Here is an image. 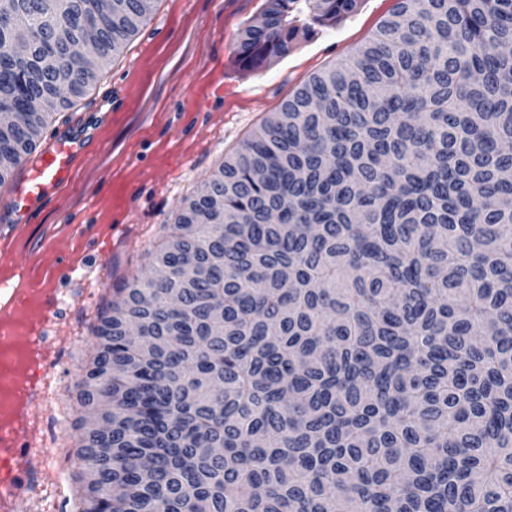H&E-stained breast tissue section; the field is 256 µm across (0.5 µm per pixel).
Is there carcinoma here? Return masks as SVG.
Segmentation results:
<instances>
[{
    "mask_svg": "<svg viewBox=\"0 0 512 512\" xmlns=\"http://www.w3.org/2000/svg\"><path fill=\"white\" fill-rule=\"evenodd\" d=\"M358 2L267 0L238 58ZM150 16L0 0V185ZM149 256L97 315L77 512H512V0H396Z\"/></svg>",
    "mask_w": 512,
    "mask_h": 512,
    "instance_id": "1",
    "label": "carcinoma"
}]
</instances>
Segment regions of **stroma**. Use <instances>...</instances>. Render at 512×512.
Masks as SVG:
<instances>
[{"label": "stroma", "mask_w": 512, "mask_h": 512, "mask_svg": "<svg viewBox=\"0 0 512 512\" xmlns=\"http://www.w3.org/2000/svg\"><path fill=\"white\" fill-rule=\"evenodd\" d=\"M395 2L360 0L288 56L251 70L237 44L266 0H154L123 54L44 130V144L69 125L95 142L24 223L0 225V282L13 289L0 319L18 336H55L61 352L38 409L53 472L38 512H72L76 393L95 350L91 328L116 283L149 275L152 245L182 199L310 75L366 43Z\"/></svg>", "instance_id": "stroma-1"}]
</instances>
